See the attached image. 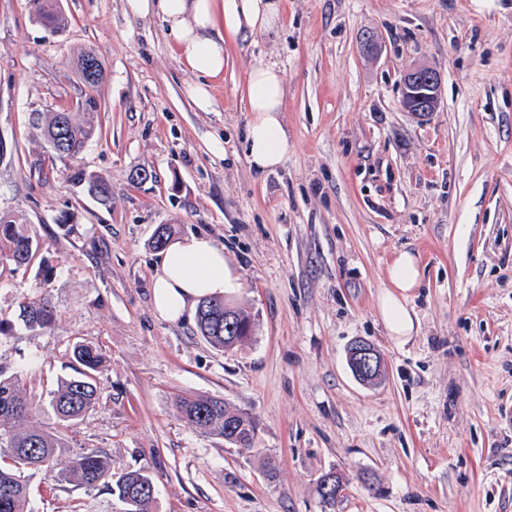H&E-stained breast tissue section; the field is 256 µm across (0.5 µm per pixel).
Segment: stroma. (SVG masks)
Returning <instances> with one entry per match:
<instances>
[{"mask_svg": "<svg viewBox=\"0 0 512 512\" xmlns=\"http://www.w3.org/2000/svg\"><path fill=\"white\" fill-rule=\"evenodd\" d=\"M283 4L281 28L229 41L203 112L199 74L125 0H61V36L29 0H0V215L39 241L28 269L0 265V319L12 324L0 366L20 373L42 407L35 424L68 450L106 449L116 477L146 469L156 512H512V0ZM89 49L105 68L102 132L43 174L41 123L75 110V59ZM260 62L286 77L288 152L264 173L245 151L246 78ZM420 65L442 75L423 114L400 103ZM76 168L111 184L109 205L71 181ZM138 168L148 180L134 181ZM162 224L223 246L240 278L229 297L256 319L249 344L224 352L195 316H157ZM403 250L422 276L409 299L417 334L400 345L378 297ZM24 296L48 299L55 322L26 329ZM359 339L385 362L378 383L347 365ZM78 341L105 367L95 407L69 427L49 399ZM189 394L251 417L255 448L181 420L173 400ZM328 472L345 485L332 507L316 493ZM25 480L29 512L128 510L103 485Z\"/></svg>", "mask_w": 512, "mask_h": 512, "instance_id": "1", "label": "stroma"}]
</instances>
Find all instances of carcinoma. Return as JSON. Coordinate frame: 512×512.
Here are the masks:
<instances>
[{"label": "carcinoma", "mask_w": 512, "mask_h": 512, "mask_svg": "<svg viewBox=\"0 0 512 512\" xmlns=\"http://www.w3.org/2000/svg\"><path fill=\"white\" fill-rule=\"evenodd\" d=\"M36 21L53 35H61L68 27L63 11L50 0H30ZM98 87L87 88L78 101V112H53L43 127L48 140H63V151L49 156L50 165L76 157L97 134ZM73 183L84 187L88 195L102 205L112 200V186L99 176L77 169ZM39 242L29 229L14 220L0 218V263L9 262L20 269L29 266ZM19 317L30 330L43 329L55 320L56 312L45 299H23L18 303ZM231 316L234 325L254 327V317L222 298L202 301L196 314V325L212 347L229 351L238 349L251 339L239 330L228 329L224 317ZM76 376L62 379L53 391L50 407L56 418L75 425L96 404L98 375L103 371V357L98 347L76 342L72 346ZM177 415L199 431L213 435L241 448L256 444V425L243 412L222 399L211 397H178L174 401ZM40 405L23 394V381L0 367V512H28V486L22 479L27 469L43 470L61 485L95 488L112 478V458L102 448H80L62 458L63 442L56 434L30 424ZM341 490L343 486L333 473L319 478L317 493L328 506L336 504L337 496L324 494V483ZM153 484L145 470L124 473L117 482L118 494L133 497L132 512H153L155 496L147 492Z\"/></svg>", "instance_id": "1"}]
</instances>
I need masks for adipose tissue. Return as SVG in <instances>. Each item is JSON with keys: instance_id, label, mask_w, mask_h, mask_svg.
I'll list each match as a JSON object with an SVG mask.
<instances>
[{"instance_id": "ef3b65f1", "label": "adipose tissue", "mask_w": 512, "mask_h": 512, "mask_svg": "<svg viewBox=\"0 0 512 512\" xmlns=\"http://www.w3.org/2000/svg\"><path fill=\"white\" fill-rule=\"evenodd\" d=\"M136 17H159L167 38L181 51L184 64L201 76L193 101L202 111L215 105L213 84L224 76L228 41L242 32L272 30L281 18L279 0H126ZM285 77L273 64L254 66L246 80L250 112L247 157L259 172L277 168L288 150L282 121ZM390 286L378 297L386 328L398 343L417 332L418 320L408 305L419 285V259L399 252L388 269ZM238 276L224 258L223 247L206 235L192 234L170 242L155 265L152 303L159 318L178 322L202 299L238 287Z\"/></svg>"}]
</instances>
